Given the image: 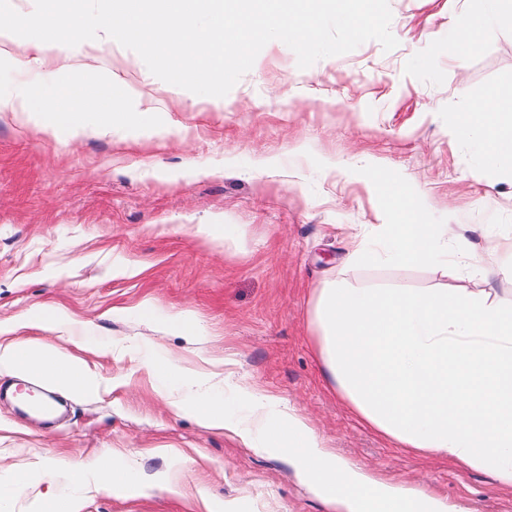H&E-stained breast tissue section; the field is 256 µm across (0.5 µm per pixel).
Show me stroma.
Instances as JSON below:
<instances>
[{
	"label": "stroma",
	"mask_w": 512,
	"mask_h": 512,
	"mask_svg": "<svg viewBox=\"0 0 512 512\" xmlns=\"http://www.w3.org/2000/svg\"><path fill=\"white\" fill-rule=\"evenodd\" d=\"M399 45L371 40L302 69L269 42L223 102L168 84L120 44L82 50L45 74L27 69L28 43L0 38L16 78L62 97L98 91L86 132L44 131L43 120L0 112V341L33 340L85 358L97 393L56 395L63 414L40 421L0 399V482L32 472L8 512H42L63 461L123 458L134 472H170L179 491L141 496L99 486L80 512H331L287 457L262 455L229 433L171 413L144 361L162 345L179 365L220 373L282 399L325 447L388 483L418 489L450 512H512V488L486 472L401 448L361 422L321 362L313 306L325 281L427 292L492 289L512 300V171L483 165L450 134L487 90L512 88V32L489 29L482 47L452 57L459 11L482 0H389ZM133 108L119 132L108 113ZM415 189L430 223L458 224L476 262L346 265L347 239L397 220L354 158ZM233 224L243 248L196 235ZM51 304L83 335L28 324ZM152 304L157 318L140 310ZM188 310L207 338L160 318Z\"/></svg>",
	"instance_id": "stroma-1"
}]
</instances>
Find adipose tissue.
<instances>
[{"label": "adipose tissue", "instance_id": "adipose-tissue-1", "mask_svg": "<svg viewBox=\"0 0 512 512\" xmlns=\"http://www.w3.org/2000/svg\"><path fill=\"white\" fill-rule=\"evenodd\" d=\"M485 2L482 15L454 17L449 55L480 49L488 27L512 32V0ZM46 106L30 84L0 83V112L39 116ZM451 132L485 164L512 168V89L489 92L459 113ZM393 203L400 222L353 235L347 263L424 265L438 257L456 269L474 261L467 249L449 250L451 225L429 223L410 189H399ZM313 322L325 370L364 423L400 447L481 468L512 487V302L487 292L412 294L330 281L319 291ZM147 361L156 376L177 380L163 392L171 412L191 415L210 430L231 431L257 452L288 456L299 476L342 512H444L428 494L395 488L337 457L284 402L244 389L248 412L231 423L223 392L209 385L208 373L173 376L171 360L158 351ZM2 369L67 392L98 388L96 374L81 359L34 342H0ZM66 473L65 483H49L44 512H78L81 493L105 478L132 494L145 488L122 459L108 467L95 459L81 462Z\"/></svg>", "mask_w": 512, "mask_h": 512}]
</instances>
